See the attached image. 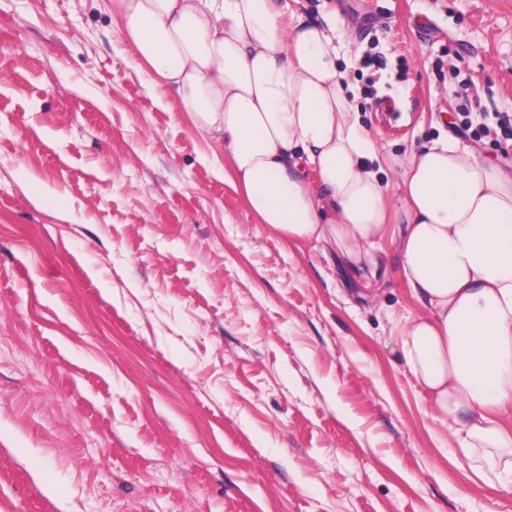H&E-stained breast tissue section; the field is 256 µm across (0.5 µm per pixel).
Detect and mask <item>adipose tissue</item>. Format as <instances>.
Instances as JSON below:
<instances>
[{
    "label": "adipose tissue",
    "instance_id": "adipose-tissue-1",
    "mask_svg": "<svg viewBox=\"0 0 512 512\" xmlns=\"http://www.w3.org/2000/svg\"><path fill=\"white\" fill-rule=\"evenodd\" d=\"M124 43L216 143L259 223L352 264L390 240L424 307L401 357L460 467L512 478V173L452 136L379 150L337 63L340 33L285 0H110ZM318 177L310 184L302 173Z\"/></svg>",
    "mask_w": 512,
    "mask_h": 512
}]
</instances>
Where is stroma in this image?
<instances>
[{"label": "stroma", "instance_id": "35a3bbf8", "mask_svg": "<svg viewBox=\"0 0 512 512\" xmlns=\"http://www.w3.org/2000/svg\"><path fill=\"white\" fill-rule=\"evenodd\" d=\"M295 8L345 28L379 146L512 169V0ZM120 28L0 0V512H512L402 360L390 243L374 276L266 230Z\"/></svg>", "mask_w": 512, "mask_h": 512}]
</instances>
